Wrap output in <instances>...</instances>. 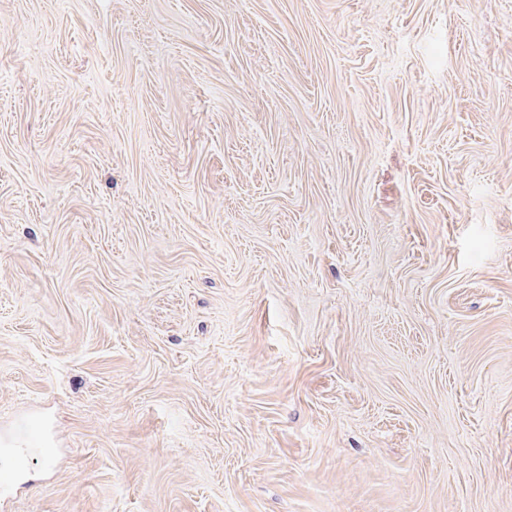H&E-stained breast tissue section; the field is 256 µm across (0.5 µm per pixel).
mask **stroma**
Wrapping results in <instances>:
<instances>
[{"label": "stroma", "mask_w": 512, "mask_h": 512, "mask_svg": "<svg viewBox=\"0 0 512 512\" xmlns=\"http://www.w3.org/2000/svg\"><path fill=\"white\" fill-rule=\"evenodd\" d=\"M0 512H512V0H0Z\"/></svg>", "instance_id": "1"}]
</instances>
